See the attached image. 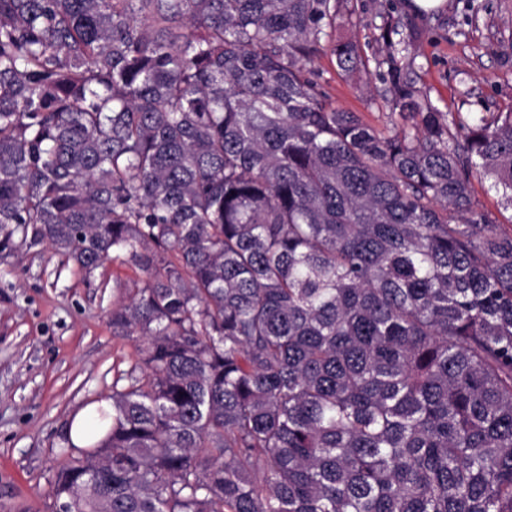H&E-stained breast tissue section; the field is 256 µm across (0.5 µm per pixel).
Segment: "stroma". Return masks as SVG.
Wrapping results in <instances>:
<instances>
[{"instance_id":"stroma-1","label":"stroma","mask_w":512,"mask_h":512,"mask_svg":"<svg viewBox=\"0 0 512 512\" xmlns=\"http://www.w3.org/2000/svg\"><path fill=\"white\" fill-rule=\"evenodd\" d=\"M418 30L409 47L416 86L440 111L464 117L512 109V0H445L427 15L406 0H341L324 50L308 67L326 100L389 128V83L376 60L383 17ZM356 45L364 63L342 74L330 52ZM126 254L88 271L48 243L0 252V512H50L71 415L108 398L145 341L112 330V307L143 287Z\"/></svg>"}]
</instances>
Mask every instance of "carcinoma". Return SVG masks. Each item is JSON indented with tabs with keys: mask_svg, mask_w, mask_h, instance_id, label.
Returning a JSON list of instances; mask_svg holds the SVG:
<instances>
[{
	"mask_svg": "<svg viewBox=\"0 0 512 512\" xmlns=\"http://www.w3.org/2000/svg\"><path fill=\"white\" fill-rule=\"evenodd\" d=\"M338 0H0V251L46 241L143 336L72 512H512V111L383 134L306 63ZM350 76L351 42L332 47ZM473 194L477 203L488 211L498 216L499 220L509 225L511 210L505 211L501 208L499 198L495 191L490 188V181L477 174L472 179Z\"/></svg>",
	"mask_w": 512,
	"mask_h": 512,
	"instance_id": "carcinoma-1",
	"label": "carcinoma"
}]
</instances>
